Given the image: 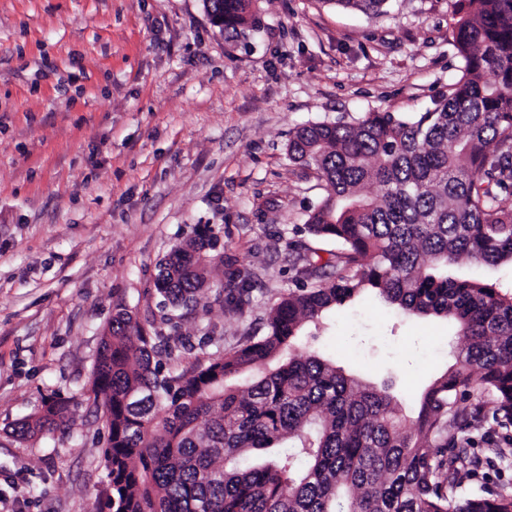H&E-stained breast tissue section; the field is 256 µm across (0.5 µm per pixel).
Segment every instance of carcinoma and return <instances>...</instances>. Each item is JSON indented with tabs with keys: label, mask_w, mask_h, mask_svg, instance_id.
<instances>
[{
	"label": "carcinoma",
	"mask_w": 512,
	"mask_h": 512,
	"mask_svg": "<svg viewBox=\"0 0 512 512\" xmlns=\"http://www.w3.org/2000/svg\"><path fill=\"white\" fill-rule=\"evenodd\" d=\"M330 2L376 15L388 0ZM210 4L243 42L258 27L253 0ZM453 17L461 77L433 108L341 116L290 139L289 159L326 195L308 208L310 241L288 243L297 288L269 308L263 334L184 366L173 337L115 306L89 388L109 429L112 512H512V495L462 489L470 448L448 438L478 423L457 408L475 392L512 423V291L448 273L512 264V0H456ZM320 243L336 246L325 262ZM215 248L202 231L158 261L162 309H196L216 259L218 295L240 309L247 274ZM366 290L458 323L456 362L412 420L390 384L370 388L297 346L306 325ZM71 419L70 401H47L12 434Z\"/></svg>",
	"instance_id": "1"
}]
</instances>
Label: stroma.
I'll list each match as a JSON object with an SVG mask.
<instances>
[{"label":"stroma","mask_w":512,"mask_h":512,"mask_svg":"<svg viewBox=\"0 0 512 512\" xmlns=\"http://www.w3.org/2000/svg\"><path fill=\"white\" fill-rule=\"evenodd\" d=\"M455 0H389L369 17L329 0H258L248 42L203 0H0V512H98L112 490L108 429L88 401L116 304L159 322L156 264L204 227L251 275L242 312L213 292L173 331L200 356L292 288L288 244L324 196L288 157L300 126L370 112L409 115L460 76ZM455 324L400 314L366 293L303 337L370 386L391 382L416 417L454 364ZM75 405L71 429L18 440L45 400ZM483 462L469 491L512 494V424L489 394L459 402Z\"/></svg>","instance_id":"stroma-1"}]
</instances>
